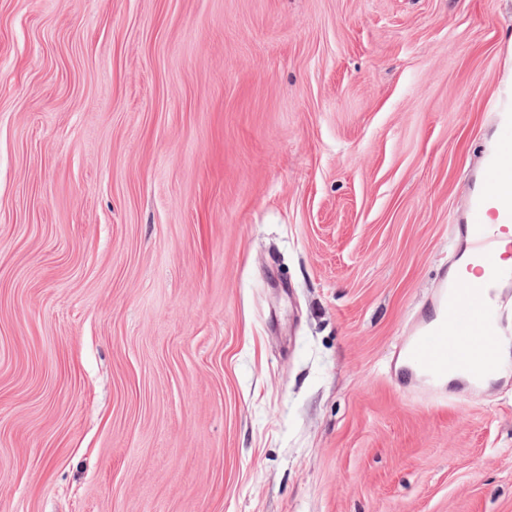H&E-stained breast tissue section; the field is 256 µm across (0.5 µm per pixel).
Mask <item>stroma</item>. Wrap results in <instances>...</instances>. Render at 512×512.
I'll return each instance as SVG.
<instances>
[{"label":"stroma","instance_id":"1","mask_svg":"<svg viewBox=\"0 0 512 512\" xmlns=\"http://www.w3.org/2000/svg\"><path fill=\"white\" fill-rule=\"evenodd\" d=\"M512 93V0H0V512H512V357L398 352Z\"/></svg>","mask_w":512,"mask_h":512}]
</instances>
